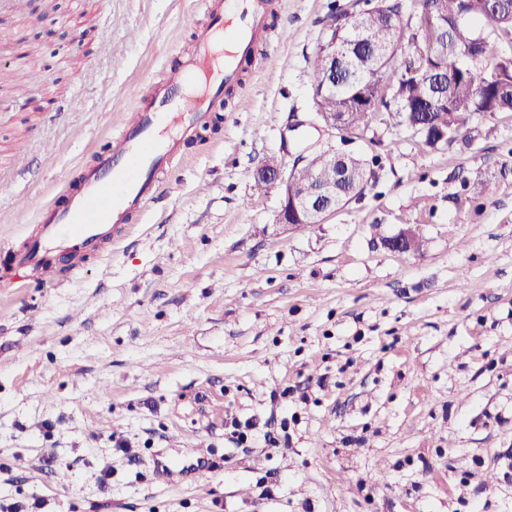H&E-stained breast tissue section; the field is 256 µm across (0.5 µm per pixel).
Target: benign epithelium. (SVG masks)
<instances>
[{
  "label": "benign epithelium",
  "mask_w": 512,
  "mask_h": 512,
  "mask_svg": "<svg viewBox=\"0 0 512 512\" xmlns=\"http://www.w3.org/2000/svg\"><path fill=\"white\" fill-rule=\"evenodd\" d=\"M414 132L438 142V147L442 149L448 147V129L444 127L431 129L417 125ZM328 158L331 165L344 169L338 178H348L359 183L364 181L366 170L352 164V155L331 150ZM256 176L280 191L281 203L277 214L279 224H286L290 228L300 224H319L326 213L336 210L339 190L334 182H325L317 177L307 184L296 183L292 180V173L285 172L276 162L262 163L256 170ZM384 246L403 253L412 251V244L403 230L385 240Z\"/></svg>",
  "instance_id": "7a95c632"
}]
</instances>
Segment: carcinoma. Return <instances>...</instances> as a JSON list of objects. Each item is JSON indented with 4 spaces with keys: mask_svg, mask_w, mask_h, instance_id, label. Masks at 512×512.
Wrapping results in <instances>:
<instances>
[{
    "mask_svg": "<svg viewBox=\"0 0 512 512\" xmlns=\"http://www.w3.org/2000/svg\"><path fill=\"white\" fill-rule=\"evenodd\" d=\"M416 29L401 21L403 0L387 3L371 14L341 12L336 27H328L326 41L349 42L346 21L371 31L373 44L384 48L375 56L368 50L349 58L346 69L327 75L322 49L311 60V86L324 92V117L349 113L346 132L358 134L377 121L409 127L421 121L448 127V143L466 140L476 115L512 112V0H420ZM483 21L490 32L480 51L466 53L476 35L474 22ZM415 47L413 54L403 49ZM366 87L373 100L370 111L355 108V92ZM326 177L324 153L306 156L297 170L300 178L313 173Z\"/></svg>",
    "mask_w": 512,
    "mask_h": 512,
    "instance_id": "1",
    "label": "carcinoma"
}]
</instances>
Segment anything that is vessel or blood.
Wrapping results in <instances>:
<instances>
[{
    "instance_id": "b4317fda",
    "label": "vessel or blood",
    "mask_w": 512,
    "mask_h": 512,
    "mask_svg": "<svg viewBox=\"0 0 512 512\" xmlns=\"http://www.w3.org/2000/svg\"><path fill=\"white\" fill-rule=\"evenodd\" d=\"M210 22L198 28L193 49L179 67L163 72L151 107L136 108L108 153L85 169L78 189L60 208L43 206L36 235L17 249L13 263L43 283L56 280L57 262L95 248L162 184L180 141L196 137L225 87L238 81L245 59L267 67L262 53L268 0H200Z\"/></svg>"
}]
</instances>
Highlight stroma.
I'll return each mask as SVG.
<instances>
[{
    "mask_svg": "<svg viewBox=\"0 0 512 512\" xmlns=\"http://www.w3.org/2000/svg\"><path fill=\"white\" fill-rule=\"evenodd\" d=\"M363 7L270 0L273 68L244 67L119 243L54 284L0 288V503L512 512V112L442 150L383 122L314 129L311 57L332 13ZM208 21L198 0L0 12V277ZM331 147L366 161L364 196L308 230L277 223L256 168ZM408 223L426 248L385 249ZM235 419L260 436L235 443ZM200 447L211 470L156 478L160 460L194 468Z\"/></svg>",
    "mask_w": 512,
    "mask_h": 512,
    "instance_id": "obj_1",
    "label": "stroma"
}]
</instances>
